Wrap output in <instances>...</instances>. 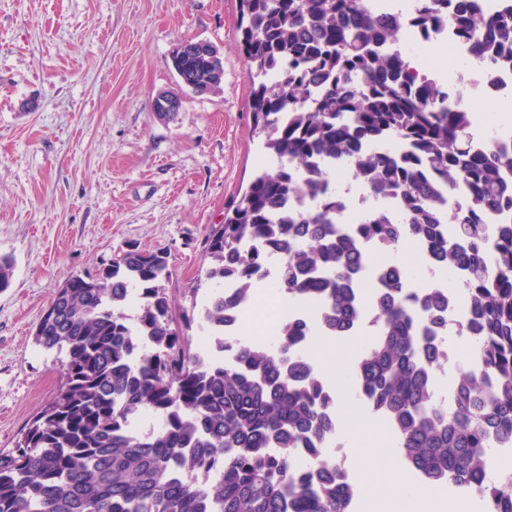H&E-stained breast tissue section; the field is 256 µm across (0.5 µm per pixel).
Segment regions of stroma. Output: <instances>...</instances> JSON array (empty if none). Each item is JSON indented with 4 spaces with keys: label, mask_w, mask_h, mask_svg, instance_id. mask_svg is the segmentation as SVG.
I'll list each match as a JSON object with an SVG mask.
<instances>
[{
    "label": "stroma",
    "mask_w": 512,
    "mask_h": 512,
    "mask_svg": "<svg viewBox=\"0 0 512 512\" xmlns=\"http://www.w3.org/2000/svg\"><path fill=\"white\" fill-rule=\"evenodd\" d=\"M236 0H0V449L10 450L57 392L65 353L33 335L55 289L96 273L128 245L169 253L176 306L192 305L204 240L253 172L270 165L251 131ZM213 43L220 93L182 89L171 66L184 39ZM178 92L170 122L151 109ZM369 339L317 337L312 355L339 406L340 463L359 489L353 512H431L395 484L385 421L338 369ZM368 451L359 458L357 449Z\"/></svg>",
    "instance_id": "stroma-1"
}]
</instances>
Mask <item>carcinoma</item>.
<instances>
[{
	"mask_svg": "<svg viewBox=\"0 0 512 512\" xmlns=\"http://www.w3.org/2000/svg\"><path fill=\"white\" fill-rule=\"evenodd\" d=\"M238 3L252 124L276 166L211 226L203 276L218 289L203 304L176 311L168 253L136 246L57 288L34 339L66 351L63 382L0 451V512H351L358 489L328 451L336 393L304 342L366 325L358 393L406 467L512 512V470L487 482L490 449L512 448V139L480 143L454 89L412 65L399 15L365 0ZM411 25L425 40L449 25L474 61L512 63V0H412ZM171 64L197 95L224 81L209 41H186ZM341 169L374 201L360 224L339 220ZM304 197L310 210L288 209ZM408 242L458 274L459 315L447 289L412 288L377 258ZM274 255V288L299 311L259 345L239 311ZM13 274L1 255L0 290ZM196 329L212 336L206 355ZM453 334L474 355L445 398L436 374ZM146 415L161 426L139 431Z\"/></svg>",
	"mask_w": 512,
	"mask_h": 512,
	"instance_id": "obj_1",
	"label": "carcinoma"
}]
</instances>
